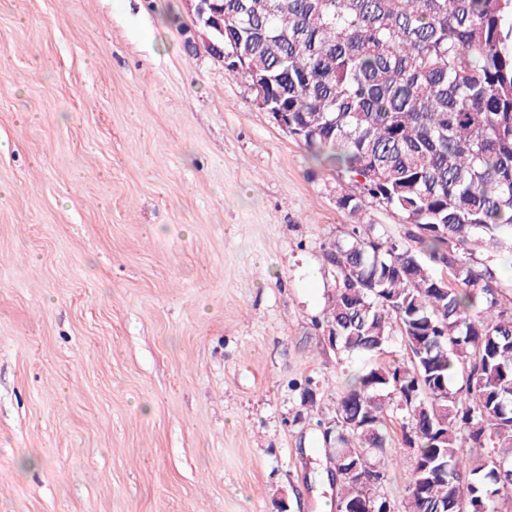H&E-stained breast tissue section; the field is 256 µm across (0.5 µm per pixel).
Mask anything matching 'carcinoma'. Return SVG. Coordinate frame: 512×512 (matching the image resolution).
Segmentation results:
<instances>
[{"label": "carcinoma", "mask_w": 512, "mask_h": 512, "mask_svg": "<svg viewBox=\"0 0 512 512\" xmlns=\"http://www.w3.org/2000/svg\"><path fill=\"white\" fill-rule=\"evenodd\" d=\"M220 2L224 48L349 185L337 206L411 226L399 239L352 224L322 249L328 343L367 361L336 398V512L386 505L371 457L394 413L415 455L408 512H502L512 300L476 252H512V0ZM395 336L406 358L371 364Z\"/></svg>", "instance_id": "carcinoma-1"}]
</instances>
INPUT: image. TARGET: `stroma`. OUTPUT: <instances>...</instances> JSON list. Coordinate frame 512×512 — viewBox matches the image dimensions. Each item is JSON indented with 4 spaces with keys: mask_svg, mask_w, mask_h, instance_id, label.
Instances as JSON below:
<instances>
[{
    "mask_svg": "<svg viewBox=\"0 0 512 512\" xmlns=\"http://www.w3.org/2000/svg\"><path fill=\"white\" fill-rule=\"evenodd\" d=\"M337 187L185 0H0V512H336Z\"/></svg>",
    "mask_w": 512,
    "mask_h": 512,
    "instance_id": "stroma-1",
    "label": "stroma"
}]
</instances>
